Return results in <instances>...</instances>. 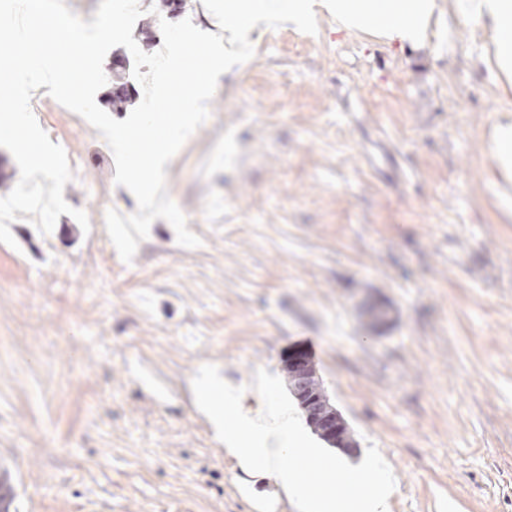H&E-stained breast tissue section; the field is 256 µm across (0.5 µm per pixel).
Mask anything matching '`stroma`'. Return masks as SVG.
Returning <instances> with one entry per match:
<instances>
[{
  "instance_id": "1",
  "label": "stroma",
  "mask_w": 512,
  "mask_h": 512,
  "mask_svg": "<svg viewBox=\"0 0 512 512\" xmlns=\"http://www.w3.org/2000/svg\"><path fill=\"white\" fill-rule=\"evenodd\" d=\"M209 117L166 165L201 237L155 220L128 271L60 215L0 243V478L9 512H256L274 483L227 458L197 408L306 354L354 447L377 446L391 512H512V197L492 131L512 84L483 23L439 0L427 44L257 25ZM98 222L136 210L99 131L47 98Z\"/></svg>"
}]
</instances>
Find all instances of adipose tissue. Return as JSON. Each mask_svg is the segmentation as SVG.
<instances>
[{
  "instance_id": "ef3b65f1",
  "label": "adipose tissue",
  "mask_w": 512,
  "mask_h": 512,
  "mask_svg": "<svg viewBox=\"0 0 512 512\" xmlns=\"http://www.w3.org/2000/svg\"><path fill=\"white\" fill-rule=\"evenodd\" d=\"M246 19L302 24L317 9L333 15L337 28L369 31L386 42L422 45L436 0H229ZM468 7L492 28L491 53L504 80H512V0H470Z\"/></svg>"
}]
</instances>
